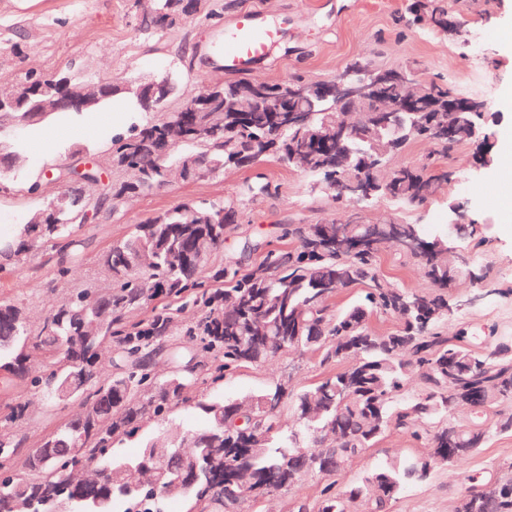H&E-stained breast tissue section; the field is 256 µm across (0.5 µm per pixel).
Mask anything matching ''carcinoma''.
<instances>
[{
  "label": "carcinoma",
  "mask_w": 512,
  "mask_h": 512,
  "mask_svg": "<svg viewBox=\"0 0 512 512\" xmlns=\"http://www.w3.org/2000/svg\"><path fill=\"white\" fill-rule=\"evenodd\" d=\"M182 0H151L142 19L146 28L176 25ZM408 24L448 35V0H414ZM48 77L31 74L14 102L15 113H24L40 96ZM253 80L214 81L209 92L215 105L203 113L204 123L182 112L150 110L146 94L110 79L100 80L102 92L89 111L104 108L114 97L133 101L152 118L127 134L112 136L108 165L118 178L106 189L103 202L116 211L129 196L167 183L161 169L197 157L201 167L216 174L227 168L256 165L267 158L288 164L296 154L309 157L307 172L322 188L336 172V155L346 154L359 171L369 151L360 130L345 132L330 144H313L309 132L322 128L336 116V102L314 103L309 126L290 125L274 112H231V102L244 96ZM421 107L437 118L443 131L403 116L402 132L388 149L392 156L406 144L422 141L434 146L414 165L391 169V178L371 200L389 196L403 204L419 206L450 179L443 172H429L433 156H447L457 146L473 140L468 132L454 138L446 134L454 122L448 111L453 93L438 85H423ZM93 207L82 191L73 190L65 210L52 224H29L35 234L13 256L21 258L35 244L70 233L83 213ZM237 204L185 200L142 219L128 236L112 244L103 258L109 283L103 288L72 292L34 333L16 323L13 305L0 303V374L27 381L44 395L77 371L85 372L80 396L89 397L85 409L49 434L39 447L46 448L57 465L67 461L75 448L85 461L115 474L151 462L155 448L168 449L166 468L174 476L183 463L196 460L204 467L209 458L223 468L199 480L187 495L179 492L199 512H240L245 498L236 479L241 469L250 476L249 492L264 496L275 488L286 492L298 484V470L329 480L320 491L313 512H388L389 505L410 483L421 482L438 469L456 467L484 446L491 431L478 424L462 427L450 422L465 405H478L490 414L494 432L512 433V347L497 344L486 353L466 346L463 336H447L448 298L435 289L456 281L459 269L448 252V238H427L419 224H289L282 236L296 247L275 249L245 271L218 258L224 235L235 227ZM396 235L417 236L424 247L410 258L424 269L433 290L401 287L378 268L382 252L392 248ZM356 284L367 291L362 300L337 310L330 299ZM151 309L145 320L129 321L135 309ZM198 313L195 325L185 331L189 340L200 337L202 349L217 364L214 379L232 376L244 365H261L288 351L317 353L324 365L343 368L322 380L293 391L276 381L264 392L235 399L193 400L199 374L190 370L167 377L156 375L148 357L170 335L180 315ZM395 314L399 327L378 333L368 326L372 313ZM108 321V333L74 339L95 315ZM115 346L126 365L103 379L100 352ZM38 353L43 374L32 371L30 360ZM195 403L206 418L202 427L185 429L167 424L180 404ZM293 426L283 422L284 412ZM253 419V434L244 439L233 428L238 414ZM153 420L164 431L146 438L139 454L124 457L116 445ZM395 429L430 449L421 456L393 455L368 471L358 482L336 492L334 478L348 464L375 447ZM28 476L0 477V502L22 493L30 512H162L164 499L150 487L121 489L105 484L75 487L64 471H52L26 460ZM456 512H512V487L495 495L473 489L457 503Z\"/></svg>",
  "instance_id": "obj_1"
}]
</instances>
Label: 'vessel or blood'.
<instances>
[{"instance_id":"vessel-or-blood-1","label":"vessel or blood","mask_w":512,"mask_h":512,"mask_svg":"<svg viewBox=\"0 0 512 512\" xmlns=\"http://www.w3.org/2000/svg\"><path fill=\"white\" fill-rule=\"evenodd\" d=\"M280 38L279 29L264 22L257 12L240 13L225 25L222 33L225 72L230 75L250 72L257 62L270 57Z\"/></svg>"}]
</instances>
